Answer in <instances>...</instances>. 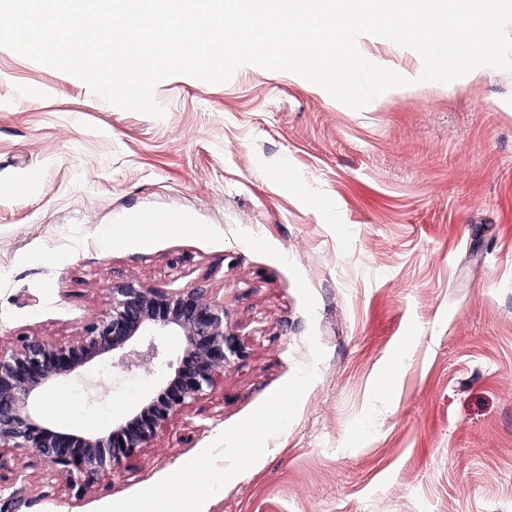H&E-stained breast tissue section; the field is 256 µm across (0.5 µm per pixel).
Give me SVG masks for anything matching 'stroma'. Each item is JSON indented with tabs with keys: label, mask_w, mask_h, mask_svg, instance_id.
<instances>
[{
	"label": "stroma",
	"mask_w": 512,
	"mask_h": 512,
	"mask_svg": "<svg viewBox=\"0 0 512 512\" xmlns=\"http://www.w3.org/2000/svg\"><path fill=\"white\" fill-rule=\"evenodd\" d=\"M358 48L410 86L355 111L246 65L167 78L154 118L0 47V348L72 341L124 279L203 289L243 345L88 490L11 451L0 512H119L200 453L224 478L203 512H512V73L423 83L415 51ZM148 210L177 220L105 244ZM89 372L108 395L56 384L43 424L53 404L101 432L157 380L108 356Z\"/></svg>",
	"instance_id": "35a3bbf8"
}]
</instances>
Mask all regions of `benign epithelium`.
Returning <instances> with one entry per match:
<instances>
[{
    "label": "benign epithelium",
    "mask_w": 512,
    "mask_h": 512,
    "mask_svg": "<svg viewBox=\"0 0 512 512\" xmlns=\"http://www.w3.org/2000/svg\"><path fill=\"white\" fill-rule=\"evenodd\" d=\"M183 337L184 349L167 380L127 418L98 434L44 425L31 403L57 379L80 373L95 358L112 354L126 370L150 365L160 355L142 336ZM243 353L228 328L224 303L199 288H150L138 281L112 284L110 303L67 343L24 336L16 349H0V468L16 448H28L50 464L55 476L88 489L148 447L174 416L213 388L231 357Z\"/></svg>",
    "instance_id": "7a95c632"
}]
</instances>
